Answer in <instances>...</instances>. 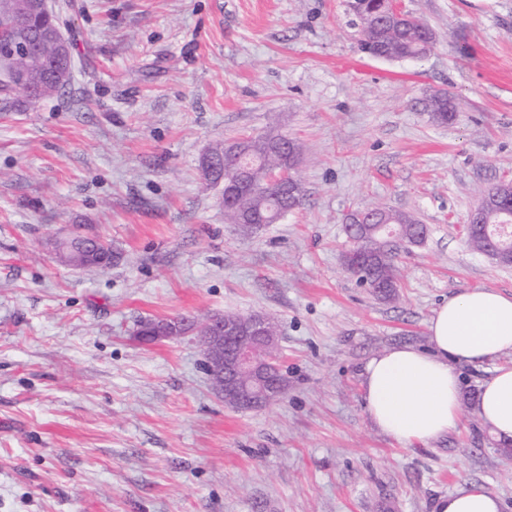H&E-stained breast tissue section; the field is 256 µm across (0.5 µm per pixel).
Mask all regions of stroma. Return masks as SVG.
I'll return each instance as SVG.
<instances>
[{"instance_id":"1","label":"stroma","mask_w":512,"mask_h":512,"mask_svg":"<svg viewBox=\"0 0 512 512\" xmlns=\"http://www.w3.org/2000/svg\"><path fill=\"white\" fill-rule=\"evenodd\" d=\"M73 45L67 91L0 112V512H435L477 483L512 512V446L462 407L404 446L368 420L373 356L424 346L448 296L512 295L472 251L478 191L512 180V0H399L437 43L359 49L346 0H50ZM445 91L456 117L431 123ZM277 127L300 144L304 202L246 237L200 162ZM380 204L426 224L388 304L342 266L345 216ZM85 224L112 268L60 264ZM260 312L288 383L226 405L198 337L142 321Z\"/></svg>"}]
</instances>
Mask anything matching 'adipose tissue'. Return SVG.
Returning <instances> with one entry per match:
<instances>
[{"mask_svg": "<svg viewBox=\"0 0 512 512\" xmlns=\"http://www.w3.org/2000/svg\"><path fill=\"white\" fill-rule=\"evenodd\" d=\"M430 345L397 346L372 357L363 371V407L372 424L405 446L426 445L456 428L469 406L497 438H512V295L475 288L450 296L429 322ZM494 363L472 400L459 366ZM438 512H502L484 486H458Z\"/></svg>", "mask_w": 512, "mask_h": 512, "instance_id": "1", "label": "adipose tissue"}]
</instances>
